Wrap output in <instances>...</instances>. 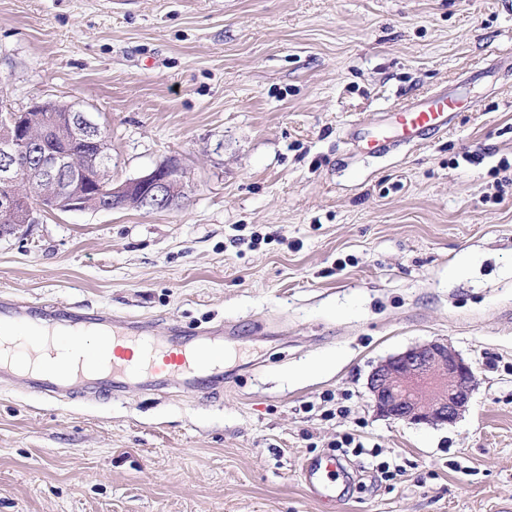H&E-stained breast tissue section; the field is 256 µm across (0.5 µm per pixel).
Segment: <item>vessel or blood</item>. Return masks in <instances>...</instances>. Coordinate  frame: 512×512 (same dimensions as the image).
Masks as SVG:
<instances>
[{"label": "vessel or blood", "mask_w": 512, "mask_h": 512, "mask_svg": "<svg viewBox=\"0 0 512 512\" xmlns=\"http://www.w3.org/2000/svg\"><path fill=\"white\" fill-rule=\"evenodd\" d=\"M460 108L458 98L430 93L390 111L387 126L355 123L346 137L355 152L385 155L436 136ZM0 328L21 334L18 342L0 344V381H24L43 397L69 399L80 391L114 398L130 385L156 393L181 386L207 397L224 388V339L205 330L177 328L158 338L146 320L8 298L0 299ZM69 329L94 331L110 356L91 362L78 354L59 368H45L44 360L62 345L61 331ZM339 471L331 456L308 462L304 476L311 494L330 498L336 490L331 478Z\"/></svg>", "instance_id": "vessel-or-blood-1"}]
</instances>
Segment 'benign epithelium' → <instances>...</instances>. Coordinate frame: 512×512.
Wrapping results in <instances>:
<instances>
[{"instance_id":"obj_1","label":"benign epithelium","mask_w":512,"mask_h":512,"mask_svg":"<svg viewBox=\"0 0 512 512\" xmlns=\"http://www.w3.org/2000/svg\"><path fill=\"white\" fill-rule=\"evenodd\" d=\"M37 113L36 124L20 121L15 114L0 128V215L9 220L21 198L16 192L18 159L27 155L33 162L38 186L36 201L28 208L26 223L35 224L42 210L108 211L135 207L153 212L174 208L182 185L179 166L171 161L150 173L122 182L93 177L91 186L78 179L60 185L57 174L72 164L70 152L54 148L59 139L60 118L47 102L27 108ZM73 137L90 147L101 145L102 124L93 112L75 109L69 117ZM476 377L470 363L446 341L432 340L408 348L378 364L368 377L367 388L377 413L393 420L414 424L452 423L469 406Z\"/></svg>"}]
</instances>
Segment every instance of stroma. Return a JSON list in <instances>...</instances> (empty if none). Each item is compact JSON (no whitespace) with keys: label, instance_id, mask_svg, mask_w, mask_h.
<instances>
[{"label":"stroma","instance_id":"obj_1","mask_svg":"<svg viewBox=\"0 0 512 512\" xmlns=\"http://www.w3.org/2000/svg\"><path fill=\"white\" fill-rule=\"evenodd\" d=\"M0 88L99 114L113 179L186 185L41 213L0 237V293L240 328L207 401L0 384V512H512V0H0ZM443 89L473 104L446 132L352 154V122ZM433 339L466 412L377 415L373 367ZM346 433L366 452L319 501L302 466Z\"/></svg>","mask_w":512,"mask_h":512}]
</instances>
